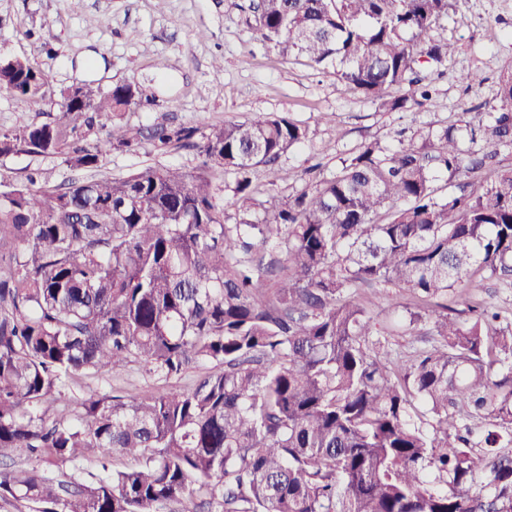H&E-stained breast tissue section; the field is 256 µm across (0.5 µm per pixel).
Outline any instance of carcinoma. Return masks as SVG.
I'll return each mask as SVG.
<instances>
[{
  "mask_svg": "<svg viewBox=\"0 0 512 512\" xmlns=\"http://www.w3.org/2000/svg\"><path fill=\"white\" fill-rule=\"evenodd\" d=\"M452 0H257L261 40L337 75L387 111L428 99L423 63L457 50L428 32ZM0 89L43 98L25 57ZM133 83L61 92L51 120L0 131V157L192 147V172L0 189V501L35 512H512V320L475 279L512 285V73L488 118L361 144L336 172L256 202L252 174L308 139L286 115L145 127L115 119ZM100 119L112 130L84 146ZM235 175L217 197L210 174ZM443 179L448 196L438 195ZM234 208L240 222L224 223ZM392 284L431 340L391 357L353 298ZM466 317L448 312V294ZM130 364L185 390L124 399L66 391ZM120 454L131 460L111 467ZM70 465L65 477L52 467Z\"/></svg>",
  "mask_w": 512,
  "mask_h": 512,
  "instance_id": "obj_1",
  "label": "carcinoma"
}]
</instances>
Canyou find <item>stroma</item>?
<instances>
[{"label": "stroma", "instance_id": "1", "mask_svg": "<svg viewBox=\"0 0 512 512\" xmlns=\"http://www.w3.org/2000/svg\"><path fill=\"white\" fill-rule=\"evenodd\" d=\"M252 0H84L74 9L70 0H0V54L29 58L47 77L45 99H25L0 92V130L20 120L49 121L60 92L67 86L95 81L105 88L133 83L150 95L151 104L125 112V122L207 126L242 121L260 113H284L309 130L307 141L285 153L273 171H258L255 197L288 196L301 188L306 172L330 177L340 157L360 143L377 139L388 144L395 129L425 130L448 122H478V103L493 98L500 75L512 67V0H455L448 18L431 32L458 46L443 75L422 65L430 76V100L410 112L379 109L354 93L334 66L315 68L281 55L264 44L254 27ZM223 59V70L212 67ZM486 81L466 89L467 72ZM331 114L324 122L322 114ZM196 150L155 152L143 145L136 153L113 152L99 168L102 176L123 177L147 165L192 170ZM35 169L50 184L75 178L56 156L24 153L0 158V180L25 181ZM357 300L370 311L374 329L391 349L406 353L428 338L425 323L410 324L414 303L393 285L359 290ZM157 380L131 367L71 388L72 399L94 391L136 395L157 389Z\"/></svg>", "mask_w": 512, "mask_h": 512}]
</instances>
